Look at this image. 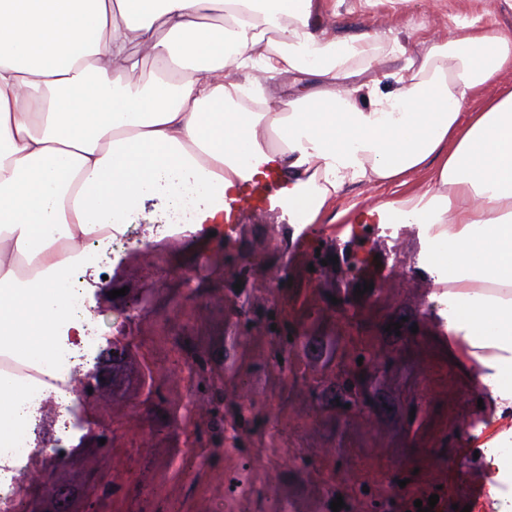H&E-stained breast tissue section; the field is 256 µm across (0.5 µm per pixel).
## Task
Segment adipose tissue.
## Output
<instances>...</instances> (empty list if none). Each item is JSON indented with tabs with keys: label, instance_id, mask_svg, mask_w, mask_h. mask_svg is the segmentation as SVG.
Listing matches in <instances>:
<instances>
[{
	"label": "adipose tissue",
	"instance_id": "obj_1",
	"mask_svg": "<svg viewBox=\"0 0 512 512\" xmlns=\"http://www.w3.org/2000/svg\"><path fill=\"white\" fill-rule=\"evenodd\" d=\"M330 0H0V447L33 428V391L71 401L59 347L86 321L69 283L148 203L189 195L183 239L271 165L306 223L355 184L423 187L377 205L435 241L460 372L488 393L481 468L512 512V31L426 38L396 71L375 39L316 33ZM155 65L141 79L145 61ZM293 78L291 91L269 84ZM494 95H487V88Z\"/></svg>",
	"mask_w": 512,
	"mask_h": 512
}]
</instances>
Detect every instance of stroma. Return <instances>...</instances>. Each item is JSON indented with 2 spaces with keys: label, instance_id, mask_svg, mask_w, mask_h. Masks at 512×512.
Instances as JSON below:
<instances>
[{
  "label": "stroma",
  "instance_id": "35a3bbf8",
  "mask_svg": "<svg viewBox=\"0 0 512 512\" xmlns=\"http://www.w3.org/2000/svg\"><path fill=\"white\" fill-rule=\"evenodd\" d=\"M334 9L314 15V30H329L339 38L368 33L379 46L399 42L413 54L417 36L410 23L425 20L429 34L445 40L462 26L496 24L512 29V5L507 0H335ZM412 175L408 185H353L339 202L346 216L336 222L319 220L307 244L297 240L299 230L283 217L248 210L235 225L224 251L213 243H199L169 235L165 212L148 209L134 219L125 236L97 253L103 278L82 298L93 315L91 328L80 350V371L95 365L121 324L126 306L110 298L112 287L130 294L149 293L151 303L141 308L130 329L151 346L156 360H163L170 336L188 335L197 346L215 349L234 343L247 364H264L271 351V332L265 322L248 326V334L235 338L239 320L232 290L239 267L247 269L248 305L255 313L278 308L289 325L318 336H331L345 348V335L359 345L376 346L392 353L393 363L381 368L377 383L393 401L384 416L345 413L319 420L304 375L308 359L294 358L292 380L275 371L254 376L227 373L224 396L244 395L262 409L278 416L283 437L276 447L250 449L249 453L221 448H189L179 422L177 403L185 394L178 378L163 380L169 401L165 418L154 423L142 407L143 388L138 359L123 368L124 393L102 401L75 402L52 412L44 427L46 436L58 441L65 459L51 477L41 479L33 494H21V512H49L56 485L81 487L89 474L111 485L112 499L123 512H226L231 478L249 467L266 496L247 512H328L331 494L345 503L340 512H370L373 503L384 512H404L410 497L442 489L449 503L466 506L486 501L487 487L478 473L469 442L484 418L492 416L491 398H478L458 375L448 355L445 321L434 301L436 286L424 269L426 241L418 224L385 222L362 224L357 215L383 202L417 192L424 183ZM364 267L346 275L353 258ZM169 270L163 281L149 274L151 265ZM193 278L198 294L183 298V277ZM363 295H356L357 287ZM181 311L164 322L173 304ZM418 320L416 337L392 339L386 327L402 319ZM423 404L418 422L409 410ZM98 425L120 421L129 433L148 424L152 431L145 447L117 440L109 452L96 448L85 417ZM335 474V487L325 479Z\"/></svg>",
  "mask_w": 512,
  "mask_h": 512
}]
</instances>
